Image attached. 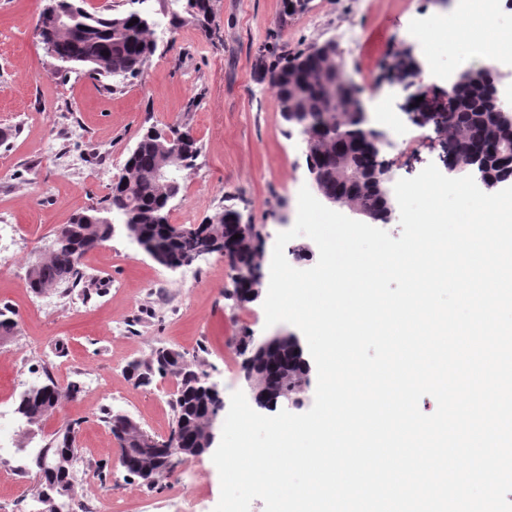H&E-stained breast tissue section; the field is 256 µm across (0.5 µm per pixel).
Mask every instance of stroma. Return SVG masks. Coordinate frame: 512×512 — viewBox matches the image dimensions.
I'll list each match as a JSON object with an SVG mask.
<instances>
[{"mask_svg":"<svg viewBox=\"0 0 512 512\" xmlns=\"http://www.w3.org/2000/svg\"><path fill=\"white\" fill-rule=\"evenodd\" d=\"M45 5L0 0V131L7 134L0 141V223L18 230L0 251V307L11 308L16 321L0 340V406L16 408L29 381L45 372L64 387L91 369L106 391H81L40 426L22 427L14 437L16 455L0 459V501H13L12 512H38L31 448L72 424L91 469L74 497L99 499L105 512H213L220 478L211 453L177 463L169 478L148 487L121 466V450L100 411L129 415L149 434L167 437L174 379L135 386L125 373L128 362L161 348L179 350L201 362L227 399L246 388L240 337L292 334L295 326L266 329L262 302L233 298L234 272L218 255L173 272L115 234L83 259L87 272L103 282L102 294L77 306L71 297H58L49 315L34 307L25 286L32 262L61 225L108 194L142 128L186 119L201 152L173 204L171 223L202 224L236 205L244 222L261 228L262 263L270 265L276 237L294 226L299 190L311 180L300 137L289 133L275 90L258 73L259 59L335 42L367 110L395 118L393 133L377 119L369 124L389 134L381 157L396 180L442 165L441 138L419 115L440 106L449 77L477 60L454 34H418L430 14H447L437 0H307L289 14L284 0H213V37L191 23L158 34L142 72L112 95L90 76L55 74V60L35 38ZM408 46L420 68L421 94L392 68ZM47 141L53 150L45 155L40 147ZM73 156L85 158V165L70 167ZM103 164L108 174L100 173ZM158 280L167 285L161 300L149 292Z\"/></svg>","mask_w":512,"mask_h":512,"instance_id":"35a3bbf8","label":"stroma"}]
</instances>
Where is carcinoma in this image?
Listing matches in <instances>:
<instances>
[{
    "mask_svg": "<svg viewBox=\"0 0 512 512\" xmlns=\"http://www.w3.org/2000/svg\"><path fill=\"white\" fill-rule=\"evenodd\" d=\"M57 9L73 17L80 29L73 36H64L54 29L43 31L44 41L53 45L63 67L59 73L66 77L83 67L86 73L103 78L115 79L137 75L155 52L154 29L147 27L143 20L135 24L131 11H114V8L89 10L87 0H54ZM211 0H175L174 12L168 16L170 27L179 29L186 23H193L204 32H211ZM264 76L276 90L280 108L301 112L305 116L325 122L328 129L311 145L313 159L325 176V185L333 193L345 190V182L337 178L361 174L377 164L378 151L365 141L368 134L360 127L352 108L353 96L359 89L346 86L339 78L341 63L318 52L317 46L309 47L294 54L285 53L272 64L259 63ZM467 84L452 90L453 106L450 111L436 115L435 126L446 132L442 148L447 155H453L457 162L467 163L470 151L495 153L484 160V172L498 175L499 161L512 156V122L489 117L488 100L491 86L486 83L484 69H470L462 72ZM200 155L198 141L188 148V155L171 159L169 164L181 170L191 169ZM125 165L132 167L131 183L123 193L110 192L99 205L76 216L55 234L49 254L33 262L34 271L26 280V287L35 294L46 291L60 292L66 296L75 288L90 289L99 281L89 276L82 267L81 259L96 243L112 235L108 219L112 214L123 216L135 225V235L156 241L167 249L173 258L231 234L230 225L201 224L195 228L190 224L175 226L170 223L158 224L155 215L168 211L165 204V186L156 178L157 153L151 143H144L139 151L129 154ZM347 201L356 209L372 210L387 220L371 185L363 186L347 194ZM241 254L239 277L260 263L262 256L250 242L238 243ZM293 342L288 340L280 345V353L274 355L278 364L276 383L289 394L304 399L310 384L302 363L293 355ZM126 372L129 379L138 386H147L154 374L171 375L177 380V391L172 403L173 426L171 434L178 435L183 445L193 448L205 439V428L209 413L214 405L206 395L198 392L204 372L198 363L172 362L162 364L153 357L133 360ZM81 391L77 382L61 388L51 377L39 383L36 390L20 395L17 412L30 422L53 413L62 396L73 397ZM68 447L67 434L49 440L34 456L51 461L63 455Z\"/></svg>",
    "mask_w": 512,
    "mask_h": 512,
    "instance_id": "carcinoma-1",
    "label": "carcinoma"
}]
</instances>
